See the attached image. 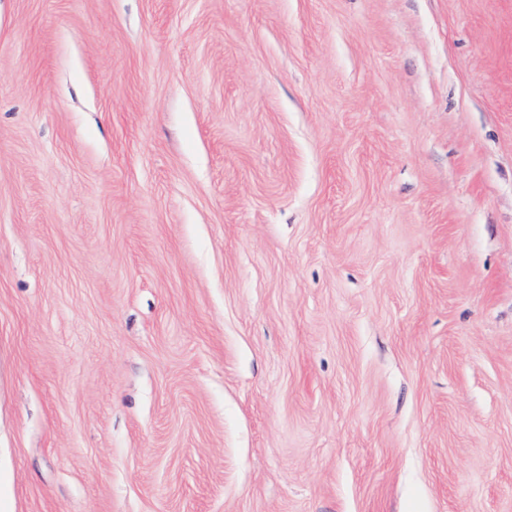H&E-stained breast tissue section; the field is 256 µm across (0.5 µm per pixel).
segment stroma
Listing matches in <instances>:
<instances>
[{"mask_svg": "<svg viewBox=\"0 0 512 512\" xmlns=\"http://www.w3.org/2000/svg\"><path fill=\"white\" fill-rule=\"evenodd\" d=\"M0 512H512V0H0Z\"/></svg>", "mask_w": 512, "mask_h": 512, "instance_id": "obj_1", "label": "stroma"}]
</instances>
